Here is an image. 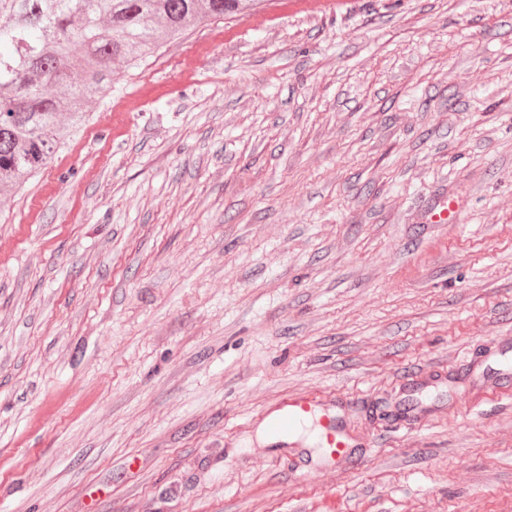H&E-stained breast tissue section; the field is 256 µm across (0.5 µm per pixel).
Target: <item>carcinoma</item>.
I'll list each match as a JSON object with an SVG mask.
<instances>
[{
  "label": "carcinoma",
  "instance_id": "carcinoma-1",
  "mask_svg": "<svg viewBox=\"0 0 512 512\" xmlns=\"http://www.w3.org/2000/svg\"><path fill=\"white\" fill-rule=\"evenodd\" d=\"M245 0H0V193L47 168L135 65Z\"/></svg>",
  "mask_w": 512,
  "mask_h": 512
}]
</instances>
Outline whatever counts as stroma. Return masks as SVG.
Listing matches in <instances>:
<instances>
[{
	"instance_id": "stroma-1",
	"label": "stroma",
	"mask_w": 512,
	"mask_h": 512,
	"mask_svg": "<svg viewBox=\"0 0 512 512\" xmlns=\"http://www.w3.org/2000/svg\"><path fill=\"white\" fill-rule=\"evenodd\" d=\"M264 8L0 198V512H512V0ZM313 408V400L309 397L286 399L283 408L266 421L270 436L278 442L289 440L300 425L312 418ZM318 428L321 432L323 448H326L330 456H336V460L351 455L349 448L356 445L345 433L341 421L337 418H328L320 421Z\"/></svg>"
}]
</instances>
